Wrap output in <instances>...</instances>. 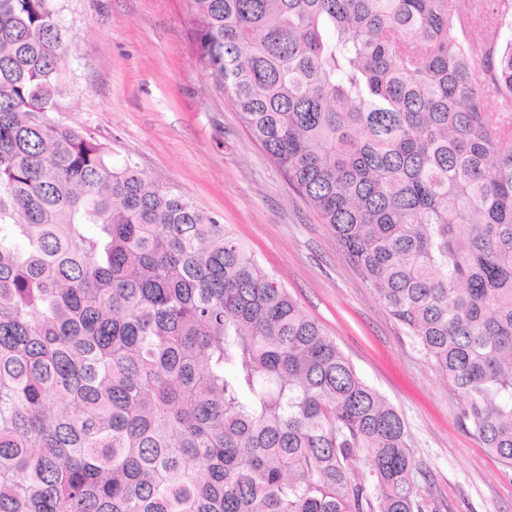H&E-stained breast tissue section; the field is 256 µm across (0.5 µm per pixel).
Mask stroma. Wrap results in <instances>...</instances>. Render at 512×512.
Listing matches in <instances>:
<instances>
[{"label": "stroma", "instance_id": "stroma-1", "mask_svg": "<svg viewBox=\"0 0 512 512\" xmlns=\"http://www.w3.org/2000/svg\"><path fill=\"white\" fill-rule=\"evenodd\" d=\"M52 122L89 132L226 224L400 413L437 512H512V478L459 419L462 397L349 264L199 60L186 0H60Z\"/></svg>", "mask_w": 512, "mask_h": 512}]
</instances>
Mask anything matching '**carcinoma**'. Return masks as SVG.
Here are the masks:
<instances>
[{
    "instance_id": "1",
    "label": "carcinoma",
    "mask_w": 512,
    "mask_h": 512,
    "mask_svg": "<svg viewBox=\"0 0 512 512\" xmlns=\"http://www.w3.org/2000/svg\"><path fill=\"white\" fill-rule=\"evenodd\" d=\"M242 125L512 470V0H187ZM0 0V512H426L405 425L225 225L49 121ZM364 455L368 474L347 462Z\"/></svg>"
}]
</instances>
